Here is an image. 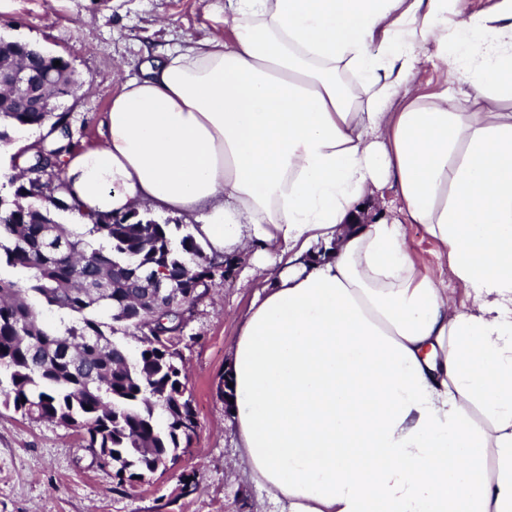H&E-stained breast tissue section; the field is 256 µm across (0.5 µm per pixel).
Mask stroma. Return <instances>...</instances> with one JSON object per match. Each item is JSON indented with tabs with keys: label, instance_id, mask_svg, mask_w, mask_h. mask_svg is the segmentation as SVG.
<instances>
[{
	"label": "stroma",
	"instance_id": "obj_1",
	"mask_svg": "<svg viewBox=\"0 0 512 512\" xmlns=\"http://www.w3.org/2000/svg\"><path fill=\"white\" fill-rule=\"evenodd\" d=\"M224 0H0V34L67 61L80 87L58 99L72 115L74 143L97 145L106 114L149 55L189 38L224 34ZM417 260L454 274L417 224L405 227ZM263 282L240 257L193 307L179 345L197 427L188 451L148 483L116 489L72 428L21 418L0 406V512H275L237 461L231 417L218 386L241 320Z\"/></svg>",
	"mask_w": 512,
	"mask_h": 512
}]
</instances>
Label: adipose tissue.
<instances>
[{
    "instance_id": "1",
    "label": "adipose tissue",
    "mask_w": 512,
    "mask_h": 512,
    "mask_svg": "<svg viewBox=\"0 0 512 512\" xmlns=\"http://www.w3.org/2000/svg\"><path fill=\"white\" fill-rule=\"evenodd\" d=\"M224 25L147 61L66 156L76 223L149 207L266 269L231 424L283 512H512V0H224ZM385 186L399 218L359 223ZM406 241L417 260L429 269H437L448 281V288H456L455 277L445 255L439 253L438 245L430 239L418 224L405 227Z\"/></svg>"
}]
</instances>
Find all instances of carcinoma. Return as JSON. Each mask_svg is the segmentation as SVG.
Wrapping results in <instances>:
<instances>
[{"instance_id": "cac0c4a2", "label": "carcinoma", "mask_w": 512, "mask_h": 512, "mask_svg": "<svg viewBox=\"0 0 512 512\" xmlns=\"http://www.w3.org/2000/svg\"><path fill=\"white\" fill-rule=\"evenodd\" d=\"M1 53H22L42 73L68 67L2 36ZM49 120L62 132L8 178L11 193L0 194V264L14 272L0 275V395L25 418L75 428L90 450L111 449L121 489L158 461H176L197 427L177 349L180 306L144 307L146 277L165 278L191 305L224 279V261L204 254L191 235L175 249L171 225L136 213L46 232L44 221L74 209L59 176L61 156L75 146L71 114L0 107L3 147L16 130ZM93 288L110 293L95 296ZM127 336L141 343L134 353Z\"/></svg>"}]
</instances>
